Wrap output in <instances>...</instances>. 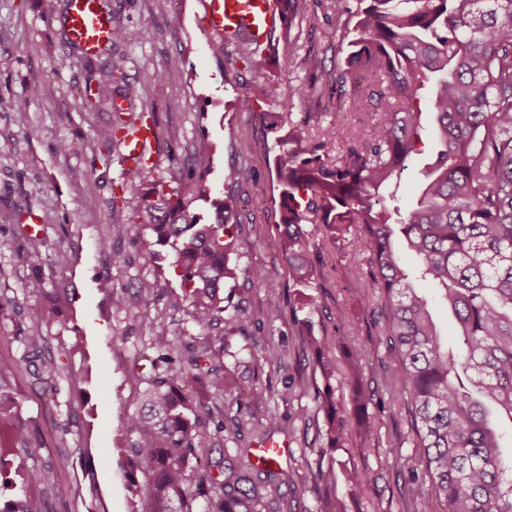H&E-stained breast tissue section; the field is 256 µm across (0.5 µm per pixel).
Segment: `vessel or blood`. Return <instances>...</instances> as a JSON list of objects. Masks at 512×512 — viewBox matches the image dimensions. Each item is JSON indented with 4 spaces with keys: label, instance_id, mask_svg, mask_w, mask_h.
I'll return each mask as SVG.
<instances>
[{
    "label": "vessel or blood",
    "instance_id": "vessel-or-blood-1",
    "mask_svg": "<svg viewBox=\"0 0 512 512\" xmlns=\"http://www.w3.org/2000/svg\"><path fill=\"white\" fill-rule=\"evenodd\" d=\"M204 11L209 30L226 43L244 40L256 48L269 44L281 22L279 0H204ZM64 29L68 43L89 57L101 53L112 41V18L103 11L100 0H67ZM157 143L156 128L143 129L128 143V160L136 161Z\"/></svg>",
    "mask_w": 512,
    "mask_h": 512
}]
</instances>
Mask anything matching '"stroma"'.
<instances>
[{
  "instance_id": "obj_1",
  "label": "stroma",
  "mask_w": 512,
  "mask_h": 512,
  "mask_svg": "<svg viewBox=\"0 0 512 512\" xmlns=\"http://www.w3.org/2000/svg\"><path fill=\"white\" fill-rule=\"evenodd\" d=\"M112 16L141 32L135 42L116 43L94 57L92 68L117 69L123 75L122 107L157 117L159 145L142 182L169 177L172 169L203 176L213 194L234 199L240 230L231 250L242 266L259 268L276 281L277 293L246 276L219 288V297L238 307V322L215 321L202 333L192 319V306L172 269H161L152 254V234L141 222L117 233L113 221L112 186L125 168L124 147L92 159L90 147L98 130L111 125L108 108L82 105L78 91L92 68H63L60 58L70 47L61 23L65 0H0V284L18 298L17 308L0 321V361L17 363L24 348L17 326H38L52 349L78 344L72 370L84 376L81 390L60 382L57 391L38 384L32 368L19 366L13 376L26 416L39 427L38 459L52 463L57 481L45 494L48 512H133L125 488L121 449L132 440L122 420L140 406L142 377L158 352L152 324L164 319L182 338L183 352L199 348L206 335L224 345L216 362L234 377L230 392L208 398L212 410L244 416L241 447H256L265 432L287 442L281 466L291 480L282 484L276 506L281 512H314L315 492L309 467L321 446L313 399L311 360L298 349L297 328L288 302L293 282L279 249L283 229L275 180L272 141L262 113L272 111L261 94L268 78L300 84L336 65L340 33L336 0L308 6L290 36L276 35L279 63L268 69L239 43L232 59L211 55L213 39L206 28L203 0H110ZM180 57L170 71L166 63ZM53 95H44V86ZM36 136H29V129ZM68 150H59V143ZM250 170L253 182H236L233 172ZM267 187L255 195L253 183ZM44 247L39 266L23 260L29 237ZM110 249H100L103 239ZM127 263L113 269L112 254ZM111 271L117 293L128 306L114 308L97 286ZM55 282L69 284L73 302L64 317L35 320L36 309L49 306ZM360 272L348 259H328L312 297L319 312L329 315L339 334L356 330L379 349L371 368L381 370L386 350L372 324L375 303L360 301ZM397 411L381 416V439L367 457L354 458L369 472L380 492L367 503L380 512L383 500L398 494L402 483L387 446L388 438L406 432ZM84 449L82 463L72 464V449Z\"/></svg>"
}]
</instances>
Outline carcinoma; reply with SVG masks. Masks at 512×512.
<instances>
[{
    "label": "carcinoma",
    "instance_id": "obj_1",
    "mask_svg": "<svg viewBox=\"0 0 512 512\" xmlns=\"http://www.w3.org/2000/svg\"><path fill=\"white\" fill-rule=\"evenodd\" d=\"M307 0H286L282 27L292 31ZM337 17H346L347 50L329 72L331 87L343 96L354 83L357 102L376 109L367 137L336 146V128L347 112L336 103L328 125L313 135L306 119L266 112L273 137L277 186L284 232L279 247L300 297L313 287L316 264L310 252L313 224L333 251L350 258L365 277L379 312L374 317L391 364L377 380L395 388L406 434L388 447L410 442L420 452L410 461L399 452L394 467L404 475L400 512H512V456L502 454L501 425L512 433V0H339ZM121 78L115 70L92 79L100 107L113 103ZM315 84L268 81L263 97L293 104L310 100ZM153 115L114 113L112 125L99 130L91 149L108 152L144 127ZM435 145L412 205L400 210L386 204L406 162L420 152L421 131ZM146 166L128 168L116 184L112 209L143 220L166 249L168 266L181 278L192 299L200 329L224 312V324L238 320L236 308H220L216 290L244 274L262 283L261 269L241 268L224 238L238 225L226 220L233 206L207 197L202 177L172 174L141 188ZM209 204L213 218L195 212ZM363 249L347 250L353 243ZM438 292L454 318V346L448 347L428 299L414 283ZM99 288L121 308L113 293L112 273L100 275ZM315 301L304 300L295 312L297 342L313 356L319 433L324 447L312 469L318 484L316 512H362L373 480L349 466L363 456L368 438L380 432L378 414L369 411L375 394L363 365L375 349L356 335L313 333ZM153 334L166 337L157 360L166 373L143 376L145 410L121 424L137 435L127 461V491L145 498L147 512H192L191 502L205 499L204 512H264L271 493L283 482L280 462L260 465L249 448L211 451L220 441L238 440L243 417L214 420L198 390L225 393L232 387L227 371L214 364L222 336L190 355L177 350L181 337L163 319ZM21 361H41L38 380L55 385L66 378L67 355L50 352L46 337L20 333ZM352 369L347 385L336 379L335 352ZM13 368L0 363V512H46L40 492L52 487L57 471L34 463L17 467L23 453L36 459L40 431L25 417L9 384Z\"/></svg>",
    "mask_w": 512,
    "mask_h": 512
}]
</instances>
